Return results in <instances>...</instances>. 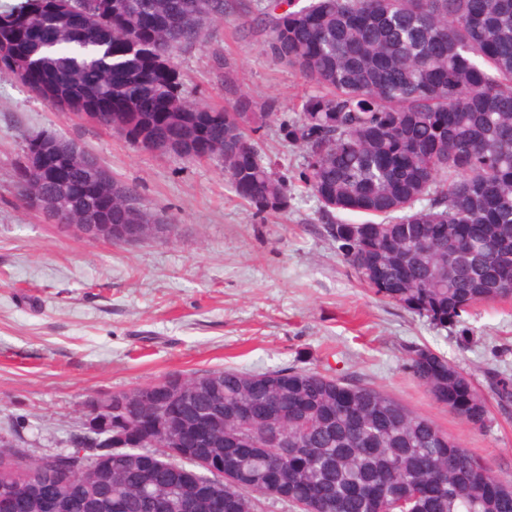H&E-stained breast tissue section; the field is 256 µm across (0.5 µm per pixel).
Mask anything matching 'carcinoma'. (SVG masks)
<instances>
[{
    "label": "carcinoma",
    "mask_w": 512,
    "mask_h": 512,
    "mask_svg": "<svg viewBox=\"0 0 512 512\" xmlns=\"http://www.w3.org/2000/svg\"><path fill=\"white\" fill-rule=\"evenodd\" d=\"M230 0H20L0 6V74L22 82L59 112H97L104 126L125 123L128 141L151 131L169 137L186 124L195 147L167 153L219 162L236 194L257 213H281L290 201L253 133L281 107L254 111L251 97L225 75L233 104L196 106L172 59L204 45L224 23ZM257 25L273 59L310 90L288 99L282 139L304 151V189L319 202L323 234L381 301L435 328L448 329L479 303L512 299V0H256ZM29 138L17 167L21 201L35 196L50 224L73 216L80 201L114 224L131 210L146 221L171 218L146 207L137 186H99L103 164L74 142L80 161H29L43 141ZM363 217L348 221L340 214ZM415 379L448 410L472 424L488 408L472 379L426 346L408 351ZM198 384L192 408L224 424V436L249 432L260 448L224 454L233 480L224 495L236 512H257L263 473L278 468L288 434L280 496L307 512H512V480L487 466L390 394L316 370L253 373L216 369L165 379L112 395V444L82 431L79 448H123V472L104 512H186L182 477L165 490L143 486L137 450L160 455L164 432L143 427L148 395L177 382ZM182 402L167 399L163 428L184 421ZM30 482L45 512H90L96 501L87 454L59 477L28 448ZM0 479V512H23Z\"/></svg>",
    "instance_id": "carcinoma-1"
}]
</instances>
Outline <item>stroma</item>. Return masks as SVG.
<instances>
[{
    "label": "stroma",
    "instance_id": "35a3bbf8",
    "mask_svg": "<svg viewBox=\"0 0 512 512\" xmlns=\"http://www.w3.org/2000/svg\"><path fill=\"white\" fill-rule=\"evenodd\" d=\"M239 2L204 48L175 61L199 106L233 103L218 56L257 105L306 86L263 51L252 0ZM278 129L268 124L260 143L292 199L287 212L258 215L218 162L145 151L0 77V434L65 451L92 398L174 373L315 369L388 392L512 479V401L494 389L500 374L512 377V300L476 305L448 331L379 301L322 234L319 204L299 179L303 153ZM45 130L137 184L148 208L171 217L169 233L115 246L44 223L19 200L15 168L26 140ZM415 345L471 377L486 398L485 426L418 383L408 362Z\"/></svg>",
    "mask_w": 512,
    "mask_h": 512
}]
</instances>
